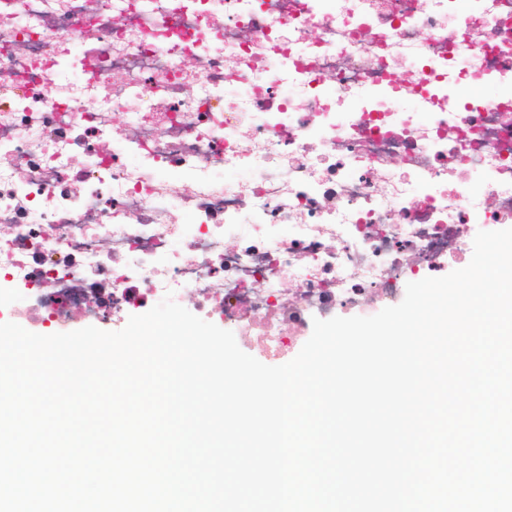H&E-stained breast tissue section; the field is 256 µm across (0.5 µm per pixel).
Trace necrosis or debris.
Masks as SVG:
<instances>
[{"mask_svg":"<svg viewBox=\"0 0 512 512\" xmlns=\"http://www.w3.org/2000/svg\"><path fill=\"white\" fill-rule=\"evenodd\" d=\"M511 223L512 0H0L21 320L170 295L274 363Z\"/></svg>","mask_w":512,"mask_h":512,"instance_id":"obj_1","label":"necrosis or debris"}]
</instances>
